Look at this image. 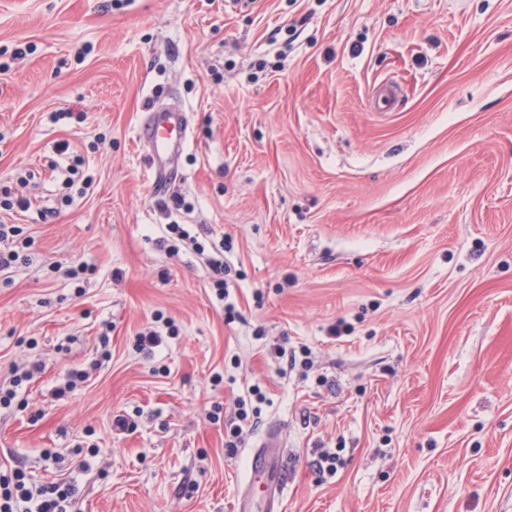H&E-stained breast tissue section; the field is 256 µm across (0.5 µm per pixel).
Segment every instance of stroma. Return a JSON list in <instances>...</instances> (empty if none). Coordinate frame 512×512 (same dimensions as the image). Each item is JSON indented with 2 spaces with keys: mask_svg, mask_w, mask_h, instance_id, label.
<instances>
[{
  "mask_svg": "<svg viewBox=\"0 0 512 512\" xmlns=\"http://www.w3.org/2000/svg\"><path fill=\"white\" fill-rule=\"evenodd\" d=\"M155 105L191 125L162 189ZM28 173L0 387L42 369L0 467L75 481V512H232L276 425L281 512H512V0H0V187ZM173 221L229 245L227 300Z\"/></svg>",
  "mask_w": 512,
  "mask_h": 512,
  "instance_id": "obj_1",
  "label": "stroma"
}]
</instances>
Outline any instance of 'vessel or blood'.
Returning a JSON list of instances; mask_svg holds the SVG:
<instances>
[{"instance_id":"1","label":"vessel or blood","mask_w":512,"mask_h":512,"mask_svg":"<svg viewBox=\"0 0 512 512\" xmlns=\"http://www.w3.org/2000/svg\"><path fill=\"white\" fill-rule=\"evenodd\" d=\"M188 136L186 113L178 107L159 108L152 112L149 121L143 125L138 138L150 148V157L157 170L156 179L165 184L169 181L166 162L171 155L182 149ZM285 468L283 461V442L280 432L273 431L252 455V478L262 480L263 498H255L252 487H245L238 496L235 512H253L255 501H263L267 512H276Z\"/></svg>"}]
</instances>
